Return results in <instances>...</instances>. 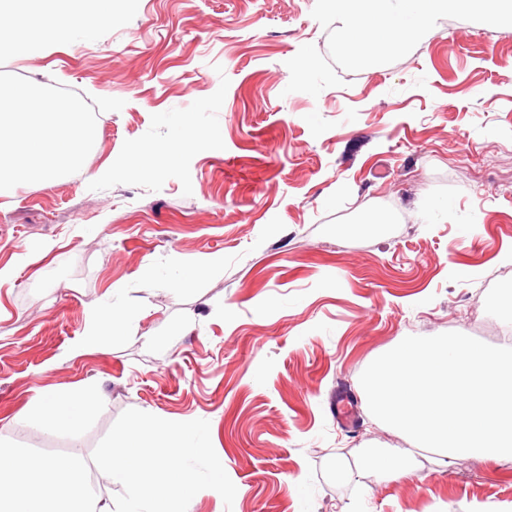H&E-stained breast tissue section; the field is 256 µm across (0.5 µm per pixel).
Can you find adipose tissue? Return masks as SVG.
Masks as SVG:
<instances>
[{"mask_svg": "<svg viewBox=\"0 0 512 512\" xmlns=\"http://www.w3.org/2000/svg\"><path fill=\"white\" fill-rule=\"evenodd\" d=\"M93 140L78 106L41 100L31 85L0 93V197L12 196L17 184L36 181L52 186L67 173L82 169ZM137 312L132 304L104 303L89 314L83 336L71 356L98 349ZM96 399V388L82 383L58 391L38 389L29 402L36 426L45 431L80 427ZM363 468L384 480L400 482L412 470L410 455L391 448H369ZM0 512H97L88 489V467L80 456L25 458L22 449L0 445Z\"/></svg>", "mask_w": 512, "mask_h": 512, "instance_id": "adipose-tissue-1", "label": "adipose tissue"}]
</instances>
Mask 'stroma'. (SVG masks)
<instances>
[{
	"label": "stroma",
	"instance_id": "stroma-1",
	"mask_svg": "<svg viewBox=\"0 0 512 512\" xmlns=\"http://www.w3.org/2000/svg\"><path fill=\"white\" fill-rule=\"evenodd\" d=\"M315 3L112 0L91 39L50 22L0 50V84L73 89L95 133L81 170L0 197V268L15 270L0 285V443L88 460L134 408L209 422L237 493L189 512H512V463L445 468L414 446L402 482L357 467L365 449L407 447L369 412L372 361L410 335L497 342L485 305L512 291V26L444 18L394 63L289 94L287 61L328 50ZM175 118L194 147L174 148ZM211 255L220 268L174 285L172 267ZM109 299L138 315L68 357ZM84 381L103 399L82 427L30 424L36 389ZM339 457L350 482L330 473Z\"/></svg>",
	"mask_w": 512,
	"mask_h": 512
}]
</instances>
